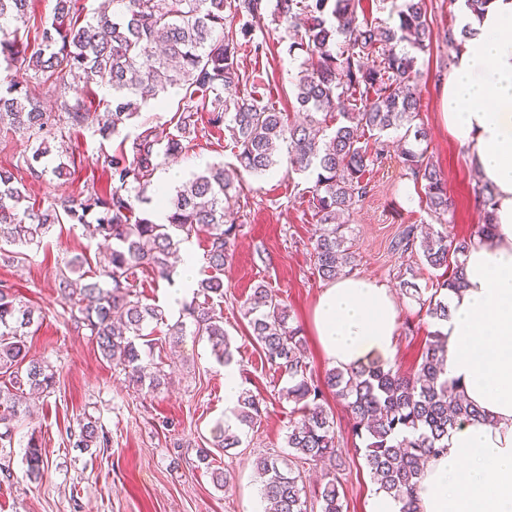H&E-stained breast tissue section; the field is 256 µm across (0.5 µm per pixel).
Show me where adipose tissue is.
I'll use <instances>...</instances> for the list:
<instances>
[{"label":"adipose tissue","mask_w":512,"mask_h":512,"mask_svg":"<svg viewBox=\"0 0 512 512\" xmlns=\"http://www.w3.org/2000/svg\"><path fill=\"white\" fill-rule=\"evenodd\" d=\"M465 36L443 90L442 117L495 198L493 230L463 257L466 286L449 293L445 372L484 413L449 430L413 494L416 512H512V0L462 9ZM322 357L347 369L391 365L400 309L361 274L322 289L312 314Z\"/></svg>","instance_id":"1"}]
</instances>
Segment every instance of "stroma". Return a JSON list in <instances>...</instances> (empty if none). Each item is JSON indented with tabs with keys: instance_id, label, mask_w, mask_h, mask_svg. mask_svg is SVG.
I'll list each match as a JSON object with an SVG mask.
<instances>
[{
	"instance_id": "stroma-1",
	"label": "stroma",
	"mask_w": 512,
	"mask_h": 512,
	"mask_svg": "<svg viewBox=\"0 0 512 512\" xmlns=\"http://www.w3.org/2000/svg\"><path fill=\"white\" fill-rule=\"evenodd\" d=\"M434 32L431 47L420 54L418 89L428 152L446 180L453 206L450 235H477L484 222L483 206L474 194L477 183L468 153L460 148L441 116V87L451 73L454 51L441 38L443 30L458 25L459 9L449 0H425ZM272 16H265L253 43L239 56L247 68L260 72L264 100L279 111L296 113L291 78L298 62L290 57ZM264 45L254 53V42ZM136 124L118 136L101 140L93 128L70 133L65 145L75 159L69 179L47 175L31 177L24 160L30 149L20 135L0 131V168L12 170L31 198L44 203L102 189L107 179L99 156L116 148L121 138L135 136ZM219 163L237 168L236 150L227 130L207 129L177 158L160 160L161 171L179 167L183 176ZM286 164L274 173L253 176L241 172L238 180L249 198L245 214L237 216L240 232L233 259L224 270V328L228 332L243 387L262 402L253 428L245 430L240 447L224 450L211 444V430L223 420L224 367L216 362L207 342L185 336L176 347L172 381L160 391L129 385L124 374L104 360L87 330L75 328L70 304L58 288L67 262L78 254L95 255L81 226L55 225L42 244L28 248L25 259L0 252V285L17 290L21 299L41 309L43 322L27 338L30 357L45 361L56 373L53 392L41 394L33 413L19 424L11 450V479L0 478V512H263L256 460L261 453H285L291 406L280 393L286 375L263 365V353L253 342L240 305L257 284L277 291L288 303L292 324L312 338L310 315L325 288L314 264L312 246L318 225L312 207V180L287 175ZM369 193L351 212L349 225L356 255V273L389 288L399 286L403 258L395 244L409 227L432 223L421 190L405 195L409 183L398 155H391L369 171ZM402 322L412 334H399L394 364L414 369L435 326L420 313L418 304L398 296ZM325 407L343 436V450L335 472L342 483L343 512H365L373 489L362 454L347 436L350 413L334 395ZM99 420L111 443L106 448H78L70 432L85 417ZM37 435L47 465L41 477H25L24 447ZM208 452L210 468L198 465ZM227 472L224 487L214 485V469Z\"/></svg>"
}]
</instances>
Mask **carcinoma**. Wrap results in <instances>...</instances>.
<instances>
[{"label": "carcinoma", "mask_w": 512, "mask_h": 512, "mask_svg": "<svg viewBox=\"0 0 512 512\" xmlns=\"http://www.w3.org/2000/svg\"><path fill=\"white\" fill-rule=\"evenodd\" d=\"M34 0H0V67L21 62L33 78L60 91L58 111L70 130L87 126L103 140L139 117L141 107L160 98L166 86L184 91L183 104L170 119L173 131L143 123L130 143L101 154L109 189L84 197L38 205L24 184L0 169V248L39 245L57 224H80L109 247L107 267L91 268L90 257H74L60 275L59 289L72 302L70 319L89 331L102 357L124 373L128 382L150 391L165 384L162 366L143 363V347L152 350L186 334L207 340L215 359L233 358L224 316L214 302H224V267L233 258L240 225L227 220L248 206L241 186L220 165L192 174L175 194L159 198L168 209L166 223L156 224L137 211L136 203L158 169V145L164 155L178 156L199 134L196 99L210 106L209 123L225 126L236 158L248 172L264 175L279 164L285 147L290 170L314 176L313 205L321 233L313 245L319 276L334 281L352 273L355 256L344 216L368 194L365 174L384 156V136L399 135L406 175L423 189L425 203L440 229L417 238L406 230L397 243L407 263L399 267L400 287L412 286L420 270H444L430 297L411 295L435 322L448 320V301L441 291L464 287L459 256L473 239L448 234L452 206L441 170L422 147L427 134L421 122L415 79L418 54L428 50L432 30L424 0H402L395 27L359 17L361 0H274V20L286 24L291 39L288 55L304 56L292 77L301 122L263 103L257 95L258 75L239 59L237 35L260 25L266 0H112L115 10L84 12L79 0H55L40 43L23 38ZM103 84L111 100L99 112L87 103L92 85ZM234 88L240 94L225 98ZM73 94L74 101L66 99ZM60 116L44 108L32 91L15 82L0 91V125L30 142L28 170L37 178L50 172L58 179L72 175L71 159L45 165L56 139ZM474 192L483 198L485 224L492 228L494 193L486 185ZM206 242L212 275L198 281L191 301L168 323L165 310L143 301L137 291L139 274L150 272L173 281L170 259L179 245L192 239ZM251 336L267 362L288 375L281 396L293 404L286 435L288 456L272 454L257 461L262 478L264 512H308L307 496L296 463L314 466L334 461L339 453L334 420L324 407L326 392L342 400L352 415V436L361 441L371 478L379 489L414 512L412 492L421 465L442 448L448 430L475 420L478 411L456 383L444 376L445 347L433 332L412 373L397 368L333 367L315 374L306 355L299 325L290 324L288 306L270 288L259 285L243 303ZM39 324L35 310L9 287L0 288V370L9 374L10 388L0 389V447L10 448L26 389L49 391L55 375L49 366L28 359L26 337ZM165 327V334L153 337ZM238 426L217 423L213 445L237 448L245 428L261 416L259 398L241 388L233 410ZM109 438L96 419L79 422L78 448L107 446ZM26 476L44 470L38 438L25 446ZM327 481L317 501L321 512H343L341 482Z\"/></svg>", "instance_id": "carcinoma-1"}]
</instances>
